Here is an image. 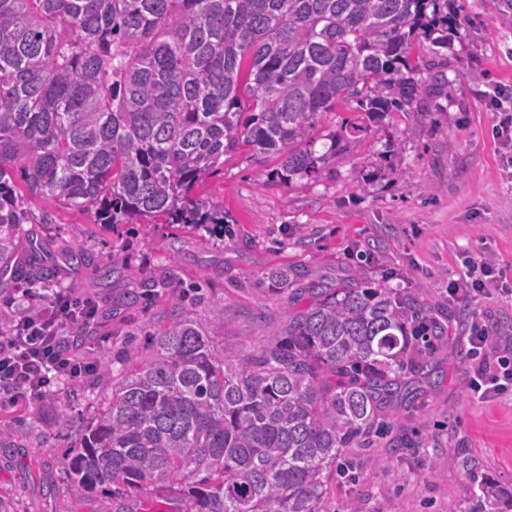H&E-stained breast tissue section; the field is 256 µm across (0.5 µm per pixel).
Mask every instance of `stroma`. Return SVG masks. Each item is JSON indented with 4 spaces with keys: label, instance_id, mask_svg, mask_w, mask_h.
I'll return each instance as SVG.
<instances>
[{
    "label": "stroma",
    "instance_id": "stroma-1",
    "mask_svg": "<svg viewBox=\"0 0 512 512\" xmlns=\"http://www.w3.org/2000/svg\"><path fill=\"white\" fill-rule=\"evenodd\" d=\"M448 45L425 43L423 80L437 91L421 108L371 118L368 131L319 177L269 179L277 158L240 147L225 155L200 192L224 209L212 232L165 224L104 227L93 214L34 200L26 230L46 257L77 246L88 265L59 285L97 314L73 350L98 361L78 390L0 405V498L12 512H113L111 496L71 497L61 455L102 407V381L127 371L130 345L171 317L183 289H198L202 321L219 323L213 343L239 357L256 353L290 314L311 304L267 278L287 266L300 283L346 280L362 267L372 285L399 288L443 322L445 342L423 346L435 368L413 403L395 406L390 437L345 457L360 475L329 478L326 512H470L490 480L512 490V394L481 402L460 357L473 318L489 335L512 334V294L474 303L449 299L465 258L492 257L512 286V171L500 160L497 123L482 97L512 85V0H448ZM129 271L98 287L114 252ZM175 267L177 287L121 304L141 278Z\"/></svg>",
    "mask_w": 512,
    "mask_h": 512
}]
</instances>
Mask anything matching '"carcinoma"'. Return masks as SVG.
Wrapping results in <instances>:
<instances>
[{
  "label": "carcinoma",
  "instance_id": "carcinoma-1",
  "mask_svg": "<svg viewBox=\"0 0 512 512\" xmlns=\"http://www.w3.org/2000/svg\"><path fill=\"white\" fill-rule=\"evenodd\" d=\"M447 0H0V283L49 288L62 272L35 249L17 261L28 201L91 211L99 224L205 230L224 210L197 194L237 146L276 156L273 179L317 176L365 128L315 149L319 118L418 108L417 42ZM249 95L242 109L241 91ZM291 293L300 274L268 273ZM173 267L126 301L172 288ZM312 281L317 300L255 354L217 349V326L184 292L136 369L102 383L105 407L62 455L72 495L134 493L176 512H325L343 451L386 435L383 406L410 401L429 361L415 327H444L387 288ZM482 512L512 492L480 487Z\"/></svg>",
  "mask_w": 512,
  "mask_h": 512
}]
</instances>
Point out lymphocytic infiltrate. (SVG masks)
Returning a JSON list of instances; mask_svg holds the SVG:
<instances>
[{"instance_id": "f902f5d3", "label": "lymphocytic infiltrate", "mask_w": 512, "mask_h": 512, "mask_svg": "<svg viewBox=\"0 0 512 512\" xmlns=\"http://www.w3.org/2000/svg\"><path fill=\"white\" fill-rule=\"evenodd\" d=\"M467 267L465 279L449 284V294L474 298L498 287L501 272L492 260L471 259ZM21 297L28 304L37 305L39 312L33 317L14 319L10 336L0 343V396L8 401H36L59 385L93 371L92 362L68 353L66 342L57 331L65 323L88 324L96 310L91 306L79 307L60 288L47 297L26 288ZM467 340L473 395L483 399L512 391V343L494 350L491 336L477 319L469 327Z\"/></svg>"}]
</instances>
